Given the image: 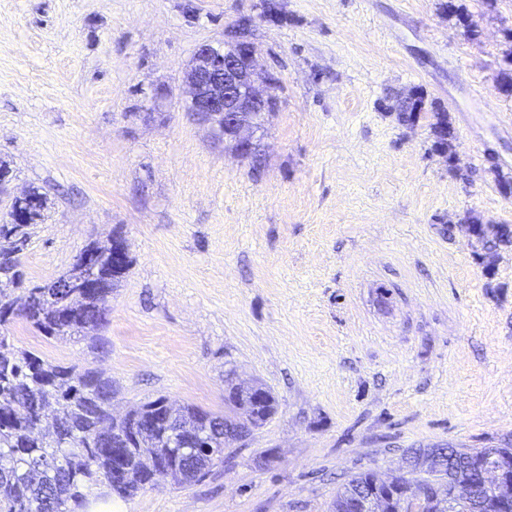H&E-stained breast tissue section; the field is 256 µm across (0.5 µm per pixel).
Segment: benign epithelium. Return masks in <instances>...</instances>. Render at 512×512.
I'll use <instances>...</instances> for the list:
<instances>
[{"label": "benign epithelium", "mask_w": 512, "mask_h": 512, "mask_svg": "<svg viewBox=\"0 0 512 512\" xmlns=\"http://www.w3.org/2000/svg\"><path fill=\"white\" fill-rule=\"evenodd\" d=\"M251 23L249 18L240 20L222 45H201L185 75L191 112L214 133L232 139L242 157L257 147L254 133L275 101L259 88L261 83L274 84V79L258 67L257 50L249 38ZM471 463L488 486L512 480V456L473 458Z\"/></svg>", "instance_id": "7a95c632"}]
</instances>
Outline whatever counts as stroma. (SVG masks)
I'll list each match as a JSON object with an SVG mask.
<instances>
[{"label":"stroma","mask_w":512,"mask_h":512,"mask_svg":"<svg viewBox=\"0 0 512 512\" xmlns=\"http://www.w3.org/2000/svg\"><path fill=\"white\" fill-rule=\"evenodd\" d=\"M266 2L0 0V224L48 197L28 283L94 240L130 257L107 353L19 317L0 336L103 371L118 417L160 396L228 415L230 380L278 403L199 483L92 487L119 512H330L406 449L512 448V243L471 230H512V0ZM244 16L277 79L258 166L183 93Z\"/></svg>","instance_id":"stroma-1"}]
</instances>
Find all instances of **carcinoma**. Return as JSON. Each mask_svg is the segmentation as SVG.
I'll return each instance as SVG.
<instances>
[{
    "mask_svg": "<svg viewBox=\"0 0 512 512\" xmlns=\"http://www.w3.org/2000/svg\"><path fill=\"white\" fill-rule=\"evenodd\" d=\"M46 197L36 188L22 210L43 218ZM28 224H0V324L24 318L48 339L82 338L97 348L99 332L108 323L110 299L116 283L112 245L90 242L99 288L74 293L69 282L79 280V261L52 282L24 287L19 254L29 235ZM237 386L226 400L246 405V412L262 424L276 409L272 394L260 405L242 397ZM160 396L138 407V417H112V378L104 373L76 370L45 360L0 337V512H76L83 486L102 483L120 495H132L160 478L180 486L204 479L218 461L221 447L192 448L175 433L176 423H191L197 433H223L224 418L192 406L171 409ZM484 452L459 448H412L408 488H386L372 471L356 473L336 492L331 512H502L512 499V482L482 487L462 463L468 454ZM467 484L468 500L448 503L438 487Z\"/></svg>",
    "mask_w": 512,
    "mask_h": 512,
    "instance_id": "1",
    "label": "carcinoma"
}]
</instances>
